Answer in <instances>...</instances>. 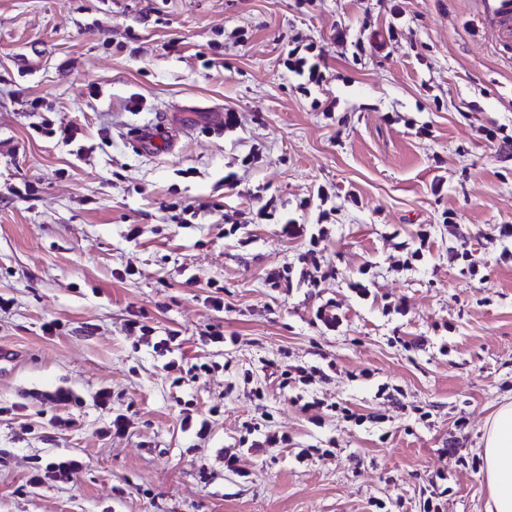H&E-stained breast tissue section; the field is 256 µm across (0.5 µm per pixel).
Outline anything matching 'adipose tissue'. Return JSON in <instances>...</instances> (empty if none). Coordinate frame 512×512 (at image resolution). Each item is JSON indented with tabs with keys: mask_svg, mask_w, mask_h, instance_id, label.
<instances>
[{
	"mask_svg": "<svg viewBox=\"0 0 512 512\" xmlns=\"http://www.w3.org/2000/svg\"><path fill=\"white\" fill-rule=\"evenodd\" d=\"M482 456L493 512H512V403L484 425Z\"/></svg>",
	"mask_w": 512,
	"mask_h": 512,
	"instance_id": "1",
	"label": "adipose tissue"
}]
</instances>
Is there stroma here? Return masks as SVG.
Segmentation results:
<instances>
[{"instance_id": "1", "label": "stroma", "mask_w": 512, "mask_h": 512, "mask_svg": "<svg viewBox=\"0 0 512 512\" xmlns=\"http://www.w3.org/2000/svg\"><path fill=\"white\" fill-rule=\"evenodd\" d=\"M402 8L0 0V512H418L440 470L443 512H486L472 460L512 402V151L483 131L512 136V59L476 0ZM340 27L352 44L333 42ZM297 43L329 68L308 93L283 67ZM215 109L236 124H206ZM174 126V148L136 147L140 129ZM265 204L272 219L252 223ZM323 208L318 286L271 287L306 249L281 222ZM329 301L333 332L314 318ZM134 313L150 338L127 331ZM211 325L228 343L205 340ZM276 364L329 375L283 390ZM60 387L76 402L45 401ZM187 414L209 420L206 439ZM248 423L289 441L225 472ZM60 456L81 460L73 479L30 486Z\"/></svg>"}]
</instances>
